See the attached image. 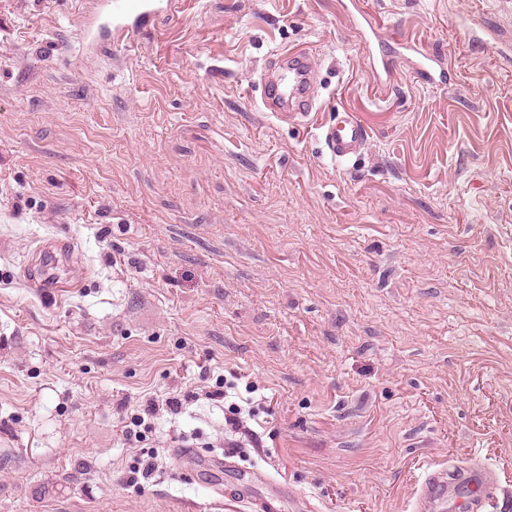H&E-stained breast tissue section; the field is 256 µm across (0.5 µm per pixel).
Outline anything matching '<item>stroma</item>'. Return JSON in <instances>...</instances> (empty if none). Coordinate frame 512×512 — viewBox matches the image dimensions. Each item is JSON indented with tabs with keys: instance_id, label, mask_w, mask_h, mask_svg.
I'll list each match as a JSON object with an SVG mask.
<instances>
[{
	"instance_id": "1",
	"label": "stroma",
	"mask_w": 512,
	"mask_h": 512,
	"mask_svg": "<svg viewBox=\"0 0 512 512\" xmlns=\"http://www.w3.org/2000/svg\"><path fill=\"white\" fill-rule=\"evenodd\" d=\"M362 2L179 0L97 45L95 0H0V512H417L473 464L512 512V0ZM392 28L444 83L400 51L375 91ZM293 46L306 117L263 104ZM56 237L53 296L19 272ZM385 42L389 45H398L404 48L407 51H411L415 54L422 56L428 62L423 64L424 70L432 69V63L434 62L431 59H428L423 53L422 49L418 45L417 42L406 36V34L398 29H392L385 32ZM321 136L334 159L357 157L367 141V129L351 112H340L336 121L322 125Z\"/></svg>"
}]
</instances>
